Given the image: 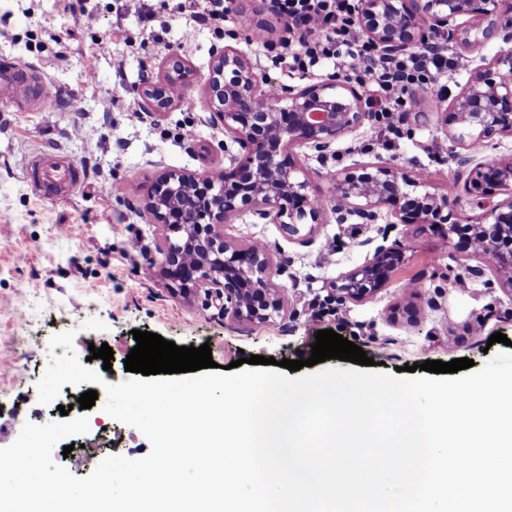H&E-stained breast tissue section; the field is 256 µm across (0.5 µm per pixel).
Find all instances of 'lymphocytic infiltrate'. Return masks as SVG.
I'll return each mask as SVG.
<instances>
[{"label":"lymphocytic infiltrate","mask_w":512,"mask_h":512,"mask_svg":"<svg viewBox=\"0 0 512 512\" xmlns=\"http://www.w3.org/2000/svg\"><path fill=\"white\" fill-rule=\"evenodd\" d=\"M274 8L303 25L302 34H289L291 46L280 64L305 73L332 61L337 74L364 87L369 109L394 135L411 96L437 87L453 65L443 51L444 35L436 37L435 47L381 56L362 33L361 0H274Z\"/></svg>","instance_id":"lymphocytic-infiltrate-1"}]
</instances>
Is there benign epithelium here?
Returning a JSON list of instances; mask_svg holds the SVG:
<instances>
[{"label": "benign epithelium", "mask_w": 512, "mask_h": 512, "mask_svg": "<svg viewBox=\"0 0 512 512\" xmlns=\"http://www.w3.org/2000/svg\"><path fill=\"white\" fill-rule=\"evenodd\" d=\"M512 15V0H361L364 34L384 54L395 55L429 42L442 32L448 39L482 44L501 34L499 20ZM197 80L178 51L170 52L157 75L148 74L137 88L139 111L160 114L180 104ZM264 72L242 50L226 45L213 50L204 80L205 107L214 125L224 129L242 150L230 156L233 167L215 177L208 171L167 169L155 175L140 213L184 236L183 244L166 238L159 249L163 277L172 290L191 296L199 291L221 303L224 314L266 323L287 312L284 290L265 245L237 247L224 239V223L251 214L282 225L290 238L313 233L324 223V208L310 179L298 165L294 149H326L372 117L363 93L336 75L290 86L278 96L262 90ZM448 133L467 151L459 166L472 167L482 210L476 224H461L449 204L426 190L420 174L368 164L334 175V212L339 224L357 217L368 224L381 209L396 207L403 224H446L459 235L458 249L488 257L512 280V160H476L471 152L505 134L512 135V51L493 67L480 70L442 112ZM495 189L506 198L492 199ZM403 248L379 247L363 267L333 284L340 301L359 300L381 286Z\"/></svg>", "instance_id": "1"}]
</instances>
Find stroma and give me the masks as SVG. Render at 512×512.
I'll return each mask as SVG.
<instances>
[{"label": "stroma", "instance_id": "stroma-1", "mask_svg": "<svg viewBox=\"0 0 512 512\" xmlns=\"http://www.w3.org/2000/svg\"><path fill=\"white\" fill-rule=\"evenodd\" d=\"M88 4L100 15L93 28L64 12L61 0H0V62L37 69L54 101L45 110L24 112L0 99V448L10 446L25 423L59 421L60 411L40 403L36 381L52 336L66 331L75 333L73 347L82 356H89L93 344L112 348L116 384L129 377L124 361L136 345V329L180 347L210 344L214 361L223 366L254 355L307 359L317 331L331 329L390 376L427 360L468 358L479 369L505 351V343L490 337L500 332L512 340V283L495 264L460 252L441 230L399 223L387 211L373 224L337 223L331 177L368 163L422 172L431 192L451 194L461 223L475 222L481 211L473 203L467 171L454 160L460 148L449 137L440 109L462 92L473 67L492 66L507 43L495 38L477 46L449 45L457 66L444 78L443 91L413 96L402 135L390 148L377 147L380 126L371 121L326 151L298 149L299 164L326 210L324 224L311 235L291 239L281 225L249 215L225 224L227 240L267 245L277 268L274 281L291 301L287 316L252 324L226 317L203 298L174 293L159 273L166 232L138 213L158 172H218L238 152L211 124L202 84L189 90L193 111L176 107L135 125L126 114L137 106L136 88L145 69L159 66L174 50L203 75L214 47L235 46L258 63L270 93L303 83V76L273 65L280 34L258 45L232 21L191 24L167 14L162 0ZM113 25L124 30L123 38H107ZM189 25L194 32L188 38ZM118 58L124 61L119 72L113 67ZM72 96L81 99L82 111L69 109ZM187 125L195 130L190 140L180 136ZM435 142L441 153L431 151ZM35 149L81 165L84 183L63 198L36 196L27 178L28 156ZM115 180L124 185L122 195L109 189ZM132 239L139 242L134 251L126 247ZM395 244L403 247L405 258L384 287L359 301H337L331 290L337 278L365 265L377 247ZM460 274L466 277L462 291L455 283ZM412 280L418 288H409ZM480 314L486 318L484 329L468 331ZM68 444L84 446V457L64 456L58 444L52 460L79 478L108 456L140 459L151 450L139 429L116 419L104 428L90 423Z\"/></svg>", "mask_w": 512, "mask_h": 512}]
</instances>
